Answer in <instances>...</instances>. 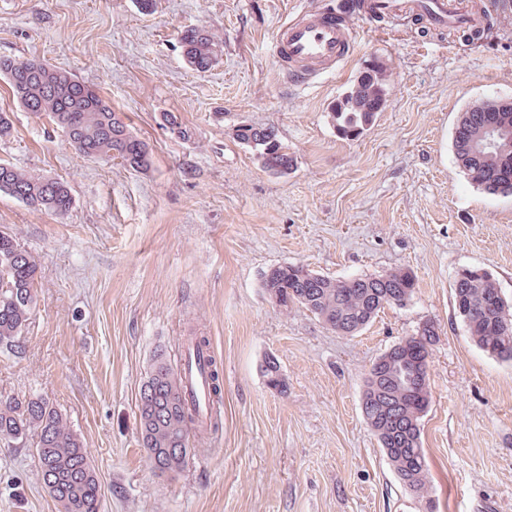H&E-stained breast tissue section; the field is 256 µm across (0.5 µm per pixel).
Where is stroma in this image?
I'll return each instance as SVG.
<instances>
[{
    "instance_id": "35a3bbf8",
    "label": "stroma",
    "mask_w": 512,
    "mask_h": 512,
    "mask_svg": "<svg viewBox=\"0 0 512 512\" xmlns=\"http://www.w3.org/2000/svg\"><path fill=\"white\" fill-rule=\"evenodd\" d=\"M319 0H0V55L35 57L100 90L152 149L149 167L80 158L60 129L14 105L0 159L71 188L68 214L0 196V232L40 270L21 356L0 350V395L41 396L82 439L101 512H512V366L470 339L452 306L463 269L489 272L512 300V197L468 183L451 148L467 106L512 100V0H479L482 39L411 19L373 21L340 72L285 87L272 40ZM200 26L218 63L197 72L179 33ZM385 60L374 122L341 136L333 108ZM176 113L181 140L158 123ZM271 126L294 166L265 172L234 135ZM333 277L411 270L404 308L340 336L306 309L276 306L271 267ZM439 327L422 419L429 493L397 480L361 413L365 374L425 321ZM223 368L224 424L190 434L175 479L141 447L136 401L157 352L175 359L192 330ZM276 359L287 388H268ZM35 437L0 441V512H59Z\"/></svg>"
}]
</instances>
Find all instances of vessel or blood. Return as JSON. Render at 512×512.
I'll return each instance as SVG.
<instances>
[{"label":"vessel or blood","mask_w":512,"mask_h":512,"mask_svg":"<svg viewBox=\"0 0 512 512\" xmlns=\"http://www.w3.org/2000/svg\"><path fill=\"white\" fill-rule=\"evenodd\" d=\"M412 18L424 29L445 32L465 28L480 34L487 19L465 0H321L318 7L301 9L283 19L273 40L276 62L288 83L306 86L339 71L356 44V23L363 18ZM181 387L197 412L200 433L209 430L212 390L209 356L194 344L183 348Z\"/></svg>","instance_id":"b4317fda"}]
</instances>
